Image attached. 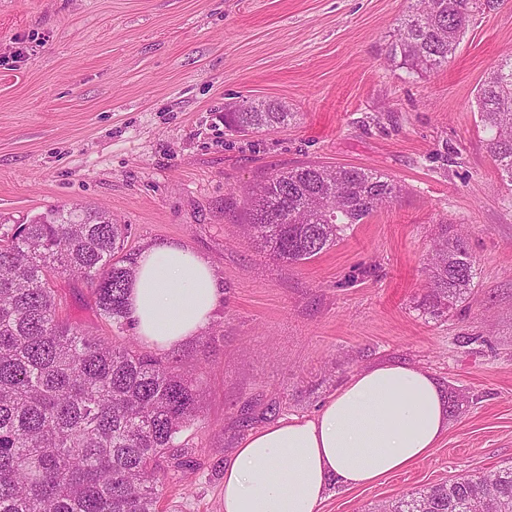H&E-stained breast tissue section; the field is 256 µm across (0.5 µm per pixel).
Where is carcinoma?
<instances>
[{
    "instance_id": "obj_1",
    "label": "carcinoma",
    "mask_w": 512,
    "mask_h": 512,
    "mask_svg": "<svg viewBox=\"0 0 512 512\" xmlns=\"http://www.w3.org/2000/svg\"><path fill=\"white\" fill-rule=\"evenodd\" d=\"M400 19L390 60L423 75L447 64L480 15L505 0H417ZM488 149L512 185V58L476 94ZM293 113L267 102L224 114L240 131L285 126ZM402 187L371 169L309 163L279 171L248 193L246 235L277 259L302 264L336 245L354 224L397 199ZM127 224L93 208H57L0 224V512H158L163 486L194 452L178 443L198 416L202 390L170 362L133 347L123 253ZM91 286L99 315L122 337L89 334L59 317L55 280ZM424 305L452 310L471 291L475 261L440 223L427 264ZM512 512V465L459 477L374 512Z\"/></svg>"
}]
</instances>
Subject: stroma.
<instances>
[{
  "label": "stroma",
  "instance_id": "35a3bbf8",
  "mask_svg": "<svg viewBox=\"0 0 512 512\" xmlns=\"http://www.w3.org/2000/svg\"><path fill=\"white\" fill-rule=\"evenodd\" d=\"M410 0H0V221L56 207L130 225L128 254L183 243L224 296L204 336L168 351L206 392L163 512H224V465L253 430L314 415L358 369L429 371L463 396L432 455L377 483L332 488L321 512L512 464V186L475 94L512 52V0L477 18L447 66L387 59ZM266 101L287 126L239 132ZM307 163L366 167L402 195L301 265L244 237L245 190ZM465 236L475 287L426 313L439 223ZM58 313L108 337L89 286L56 281ZM292 116L293 112L285 111L280 105L251 102L239 106L234 112H226L224 119L232 128L249 131L288 125Z\"/></svg>",
  "mask_w": 512,
  "mask_h": 512
}]
</instances>
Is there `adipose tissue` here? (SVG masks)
Here are the masks:
<instances>
[{"instance_id": "adipose-tissue-1", "label": "adipose tissue", "mask_w": 512, "mask_h": 512, "mask_svg": "<svg viewBox=\"0 0 512 512\" xmlns=\"http://www.w3.org/2000/svg\"><path fill=\"white\" fill-rule=\"evenodd\" d=\"M134 269L127 304L145 346L178 348L210 324L223 291L208 260L162 241ZM447 429L448 396L427 370H356L313 417L241 441L224 467V512H320L330 487H362L426 459Z\"/></svg>"}]
</instances>
